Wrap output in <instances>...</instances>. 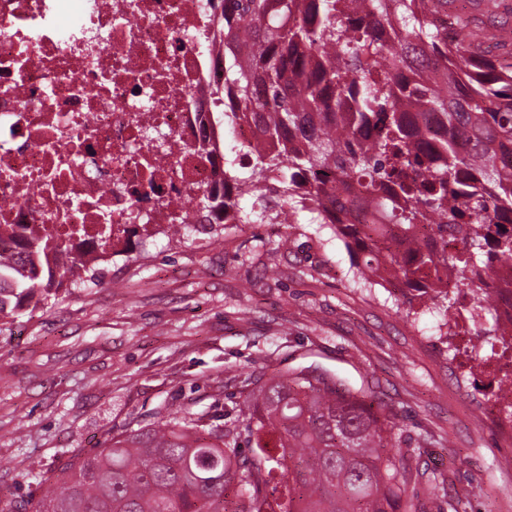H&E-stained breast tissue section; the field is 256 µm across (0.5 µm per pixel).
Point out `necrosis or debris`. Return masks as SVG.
<instances>
[{"label":"necrosis or debris","mask_w":512,"mask_h":512,"mask_svg":"<svg viewBox=\"0 0 512 512\" xmlns=\"http://www.w3.org/2000/svg\"><path fill=\"white\" fill-rule=\"evenodd\" d=\"M212 19L209 0H0V246L197 223L224 165L191 148L224 80ZM473 275L494 290L484 374L512 378V267Z\"/></svg>","instance_id":"1"}]
</instances>
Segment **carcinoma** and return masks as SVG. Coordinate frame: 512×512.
Returning <instances> with one entry per match:
<instances>
[{
  "label": "carcinoma",
  "mask_w": 512,
  "mask_h": 512,
  "mask_svg": "<svg viewBox=\"0 0 512 512\" xmlns=\"http://www.w3.org/2000/svg\"><path fill=\"white\" fill-rule=\"evenodd\" d=\"M211 2L224 42L213 107L227 126L252 122L259 142L247 174L224 168L197 196L200 218L274 223L263 202L239 208L273 177L285 201L336 225L364 282L383 269L447 312L451 272L472 309L490 310L474 262H512V27L496 19L497 0L485 21L454 18L452 39L440 24L448 0ZM421 225L444 247L416 239ZM140 232L152 236L147 224L109 229L94 257L47 237L0 249V318L94 279ZM450 233L463 240L453 253ZM235 412L247 452L240 433L188 411L66 463L34 512H422L365 387L290 369L256 383Z\"/></svg>",
  "instance_id": "obj_1"
}]
</instances>
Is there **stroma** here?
<instances>
[{
  "mask_svg": "<svg viewBox=\"0 0 512 512\" xmlns=\"http://www.w3.org/2000/svg\"><path fill=\"white\" fill-rule=\"evenodd\" d=\"M289 223L156 234L100 263L98 283L0 319V499L112 437L206 412L236 426L249 382L318 367L369 385L412 466L445 479L426 512H512V445L491 385L462 375L442 321L394 284L367 286L335 226Z\"/></svg>",
  "mask_w": 512,
  "mask_h": 512,
  "instance_id": "35a3bbf8",
  "label": "stroma"
}]
</instances>
